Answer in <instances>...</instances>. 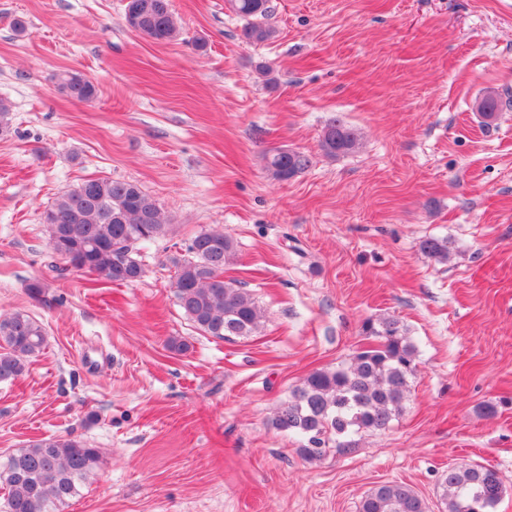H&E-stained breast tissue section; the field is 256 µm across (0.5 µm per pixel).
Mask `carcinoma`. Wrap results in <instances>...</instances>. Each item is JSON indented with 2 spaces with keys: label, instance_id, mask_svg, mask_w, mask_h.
Segmentation results:
<instances>
[{
  "label": "carcinoma",
  "instance_id": "carcinoma-1",
  "mask_svg": "<svg viewBox=\"0 0 512 512\" xmlns=\"http://www.w3.org/2000/svg\"><path fill=\"white\" fill-rule=\"evenodd\" d=\"M245 21L242 36L255 44L274 37L267 25L269 0H227ZM125 21L130 28L155 42L176 38L178 28L168 0H129ZM71 98L91 103L96 85L73 73L58 76ZM502 97L486 92L477 102L485 125L496 120L494 109ZM360 133L340 119L323 129L320 147L328 157L353 152ZM265 169L287 181L311 163L303 152L269 150ZM49 245L64 266L58 274L90 265L95 279L131 283L144 274L137 244L153 241L171 230L156 201L129 181L93 177L62 192L44 213ZM419 250L438 261L448 259L450 241L426 237ZM237 254L235 240L220 230H201L189 239L184 252L170 257L176 303L193 327L219 339L244 338L255 333L262 312L253 294L233 279L224 280L227 264ZM363 332L379 339L376 347L357 353L350 364L334 370H316L294 389L273 420L276 429L299 438V451L310 459L322 457L329 441L336 451L355 447L354 436L389 429L405 411L409 379L416 372L415 347L403 326L393 318L371 319ZM46 344L43 325L24 311L0 314V382L25 375L31 360ZM101 464L99 449L71 437L29 440L0 462V487L7 491V512H60L78 496ZM444 512H496L506 487L497 474L478 464L448 467L441 481ZM359 512H427L423 499L407 484L389 482L372 488Z\"/></svg>",
  "mask_w": 512,
  "mask_h": 512
}]
</instances>
